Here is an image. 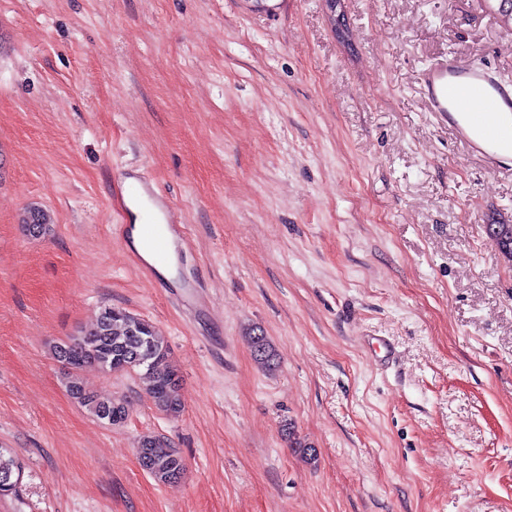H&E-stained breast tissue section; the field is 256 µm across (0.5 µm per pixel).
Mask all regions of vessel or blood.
I'll return each instance as SVG.
<instances>
[{
	"mask_svg": "<svg viewBox=\"0 0 512 512\" xmlns=\"http://www.w3.org/2000/svg\"><path fill=\"white\" fill-rule=\"evenodd\" d=\"M420 85L429 112L448 125L455 136L491 167H500L504 151H512V84L486 66L446 59L427 66ZM118 199L156 204L157 223L145 224L140 236L157 262L168 259L167 242L179 239L181 227L168 205L159 203L147 183L116 187Z\"/></svg>",
	"mask_w": 512,
	"mask_h": 512,
	"instance_id": "1",
	"label": "vessel or blood"
}]
</instances>
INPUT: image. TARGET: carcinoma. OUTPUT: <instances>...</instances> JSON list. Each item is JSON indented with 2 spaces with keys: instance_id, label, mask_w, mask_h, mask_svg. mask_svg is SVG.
Wrapping results in <instances>:
<instances>
[{
  "instance_id": "obj_1",
  "label": "carcinoma",
  "mask_w": 512,
  "mask_h": 512,
  "mask_svg": "<svg viewBox=\"0 0 512 512\" xmlns=\"http://www.w3.org/2000/svg\"><path fill=\"white\" fill-rule=\"evenodd\" d=\"M23 225L35 224L39 227L38 236L46 235L50 230V222L45 211L30 208L22 219ZM109 308H104L90 329L73 336L67 342L53 345V355L60 354L64 348H71L84 356V364L96 365L100 368L112 362L117 364L121 359L140 352L132 328L144 319L129 314L121 318L108 315ZM148 334L153 347V355L144 366V375L148 381V394L155 406L161 411L176 416L182 412L184 403L180 388V378L169 358L168 346L156 335L152 324H147ZM251 347L255 360L264 368L272 369L276 365L277 354L268 337L259 334L251 337ZM82 367L66 373V387L69 395L94 417L100 413L120 405V401L112 398H101L87 390L80 379ZM142 450V459L149 462V475L159 483L175 482L182 477L185 462L181 454L169 445L154 437H143L138 442ZM9 472L15 480L21 479V464L9 450L0 448V476Z\"/></svg>"
}]
</instances>
